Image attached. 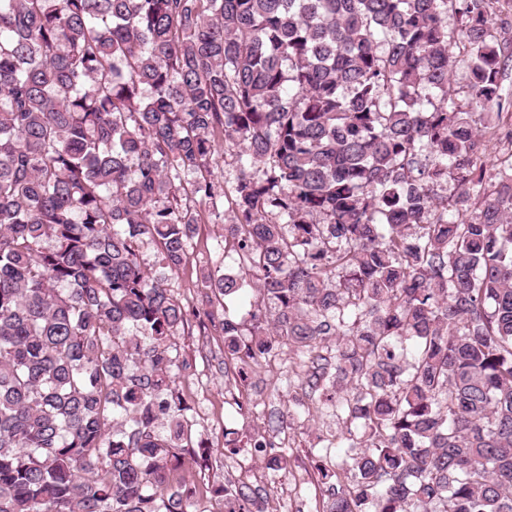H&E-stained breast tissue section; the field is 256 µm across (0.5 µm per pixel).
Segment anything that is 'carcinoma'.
I'll return each mask as SVG.
<instances>
[{"label":"carcinoma","mask_w":512,"mask_h":512,"mask_svg":"<svg viewBox=\"0 0 512 512\" xmlns=\"http://www.w3.org/2000/svg\"><path fill=\"white\" fill-rule=\"evenodd\" d=\"M490 2L0 0V512H192L165 281L220 198L229 352L347 422L322 512H512V153L448 96L502 117ZM468 90V72L464 66L460 65L454 73L449 88V95H451L463 109L467 107L469 102ZM489 127L491 126H488V128H482L483 138L486 141L482 160L484 161L488 170L487 174L489 177H493L498 169V166L496 165L497 158L502 157L503 155H506L508 152H510L511 144H509L507 141L497 139V137L493 135V129ZM237 175V167L234 158L229 152L221 151L213 164V179L218 186L224 188L225 185L231 184Z\"/></svg>","instance_id":"1"}]
</instances>
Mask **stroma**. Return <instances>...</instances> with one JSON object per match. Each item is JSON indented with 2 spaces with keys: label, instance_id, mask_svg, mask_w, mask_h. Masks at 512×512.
<instances>
[{
  "label": "stroma",
  "instance_id": "obj_1",
  "mask_svg": "<svg viewBox=\"0 0 512 512\" xmlns=\"http://www.w3.org/2000/svg\"><path fill=\"white\" fill-rule=\"evenodd\" d=\"M199 213L190 260L169 282L191 315L180 338V365L172 374L190 406L188 417L204 457L200 463L187 461L183 478L208 512H222L224 507L215 494L218 486L241 482L261 489L258 512H319L325 486L318 468L343 457V449L333 447L331 441L344 425L330 413L311 412L304 406L303 390L288 381L292 358L286 346H279L275 356L258 368H241L229 354L220 321L226 316L246 319L245 298L229 300L226 310L216 311L214 319L197 318L205 294L202 273L223 266L224 226L232 221L231 212L221 206H203ZM285 411L292 414L288 431L280 435L288 464L273 471L251 443L256 435L276 430V417ZM232 445L237 453H229Z\"/></svg>",
  "mask_w": 512,
  "mask_h": 512
}]
</instances>
